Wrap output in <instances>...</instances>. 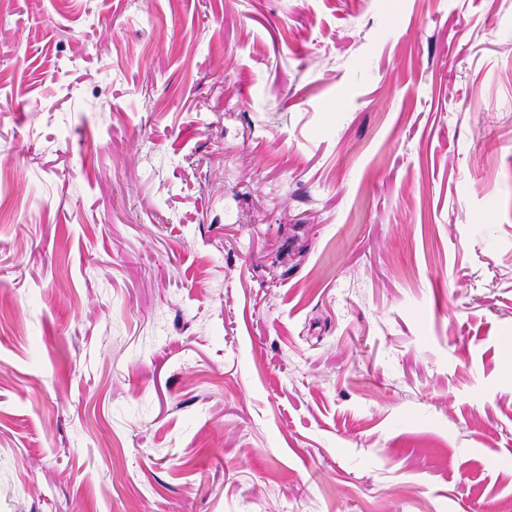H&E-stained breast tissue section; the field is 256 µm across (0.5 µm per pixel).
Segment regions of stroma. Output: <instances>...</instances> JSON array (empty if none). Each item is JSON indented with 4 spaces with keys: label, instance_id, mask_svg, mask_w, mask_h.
Listing matches in <instances>:
<instances>
[{
    "label": "stroma",
    "instance_id": "stroma-1",
    "mask_svg": "<svg viewBox=\"0 0 512 512\" xmlns=\"http://www.w3.org/2000/svg\"><path fill=\"white\" fill-rule=\"evenodd\" d=\"M512 0H0V512H504Z\"/></svg>",
    "mask_w": 512,
    "mask_h": 512
}]
</instances>
